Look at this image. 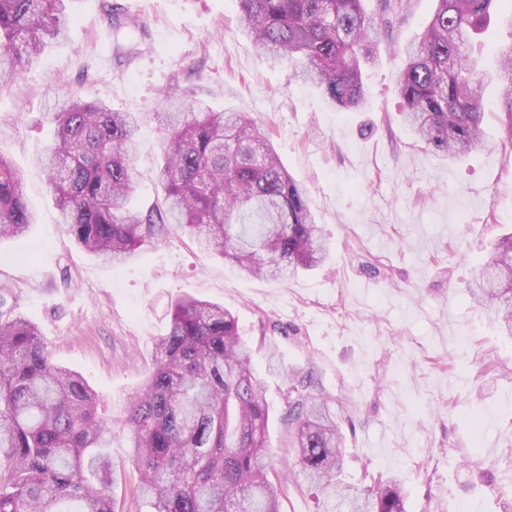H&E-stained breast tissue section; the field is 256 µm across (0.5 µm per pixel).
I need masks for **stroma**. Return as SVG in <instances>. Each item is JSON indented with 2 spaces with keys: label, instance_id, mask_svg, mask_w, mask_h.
<instances>
[{
  "label": "stroma",
  "instance_id": "35a3bbf8",
  "mask_svg": "<svg viewBox=\"0 0 512 512\" xmlns=\"http://www.w3.org/2000/svg\"><path fill=\"white\" fill-rule=\"evenodd\" d=\"M121 4L135 26L108 22ZM433 0H405L364 70L365 103L340 111L291 69L271 67L237 27L236 0H72L65 38L0 92V151L22 174L36 216L0 240V314L36 325L52 360L80 373L111 421L115 512H149L137 493L124 408L155 365L168 310L189 294L229 309L267 384L281 512H324L285 465L293 376L314 372L341 413L345 478L400 480L408 512H512V337L469 287L490 243L512 232V148L485 114L489 150L458 162L403 124L401 48ZM181 85L216 112L245 109L306 187L332 249L317 269L253 278L201 252L186 233L104 263L67 235L34 157L52 140L43 114L80 92L117 112L158 109ZM162 133L143 129L131 206L157 198Z\"/></svg>",
  "mask_w": 512,
  "mask_h": 512
}]
</instances>
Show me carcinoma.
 Returning <instances> with one entry per match:
<instances>
[{
    "label": "carcinoma",
    "instance_id": "obj_1",
    "mask_svg": "<svg viewBox=\"0 0 512 512\" xmlns=\"http://www.w3.org/2000/svg\"><path fill=\"white\" fill-rule=\"evenodd\" d=\"M72 0H0V92L55 41ZM423 34L406 47L399 77L403 117L430 151L450 161L487 148L486 74L471 37L491 20L495 0H434ZM238 23L274 65L320 87L338 110L360 106L363 65L374 60L378 19L362 0H238ZM499 112L512 144V44L496 54ZM169 91L160 112H114L70 93L45 113L54 140L36 157L65 232L87 253L122 260L147 241L187 232L199 248L249 276L313 269L329 254L306 188L282 164L249 112H213ZM164 130L165 197L130 207L140 130ZM34 224L20 176L0 152V239ZM472 297L512 335V234L499 238ZM159 358L126 407L124 424L139 491L153 512H280L268 462L266 384L230 311L184 295L155 339ZM293 464L336 512H407L394 480L379 491L343 478L344 450L333 400L307 379L292 388ZM112 423L78 373L56 366L39 331L0 319V512H113Z\"/></svg>",
    "mask_w": 512,
    "mask_h": 512
}]
</instances>
